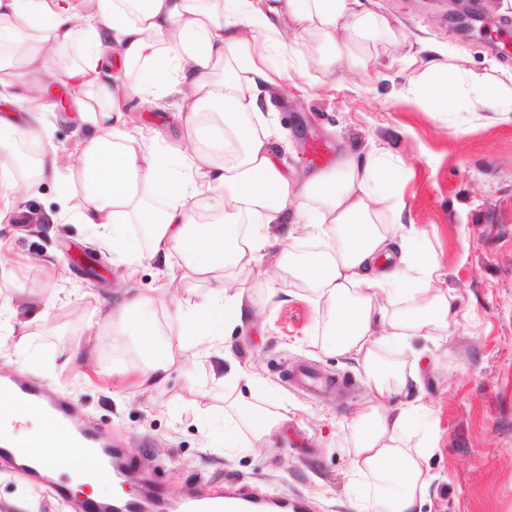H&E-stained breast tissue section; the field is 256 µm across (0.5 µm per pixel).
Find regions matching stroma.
Returning <instances> with one entry per match:
<instances>
[{"label": "stroma", "mask_w": 512, "mask_h": 512, "mask_svg": "<svg viewBox=\"0 0 512 512\" xmlns=\"http://www.w3.org/2000/svg\"><path fill=\"white\" fill-rule=\"evenodd\" d=\"M368 9L400 21L409 38L449 46L458 67L496 81L512 75V54L493 51L489 35L459 36L442 20L440 0H367ZM408 73L391 70L371 88L358 71L341 73L335 89L293 86L272 96L265 117L280 137L273 143L286 165L312 171L309 143L335 154L389 150L397 164L396 189L422 230L456 297L457 322L448 331L417 338L424 353L419 383L434 415L436 443L426 465L434 481L420 512H512V112H432L404 99ZM177 101H134L133 128L173 142L182 128ZM58 191L30 186L16 201L17 215L0 222V306L20 293L40 298L45 320L16 329L0 347V377L31 380L73 403L80 422L95 426L125 448L137 472L157 480L168 499L193 484L235 482L243 493L305 499L310 512H354L370 497L372 481L353 474L348 423L366 394L364 374L352 360L323 345L326 314L293 279L286 295L265 305L256 283L276 271L288 243V225L246 267L255 307L225 338V366L257 371L294 413L251 448L220 449V435L206 436L203 414L224 406L207 395L200 371L174 366L160 387H136L142 366L133 336L113 335L111 325L91 329L93 294L118 298L128 287L151 293L167 271L143 257L133 280L112 261L86 225L60 223ZM82 353L64 361L72 347ZM41 348L35 365L26 353ZM123 363L125 377L107 373ZM305 363L342 383L339 393L309 395L284 379L288 365ZM0 512H71L51 483L33 484L0 460Z\"/></svg>", "instance_id": "obj_1"}]
</instances>
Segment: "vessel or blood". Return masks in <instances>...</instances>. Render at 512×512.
<instances>
[{
  "instance_id": "vessel-or-blood-1",
  "label": "vessel or blood",
  "mask_w": 512,
  "mask_h": 512,
  "mask_svg": "<svg viewBox=\"0 0 512 512\" xmlns=\"http://www.w3.org/2000/svg\"><path fill=\"white\" fill-rule=\"evenodd\" d=\"M285 379L294 387L314 395L321 394L327 380L320 373L302 365L285 371ZM0 395L12 404L40 411L52 424L70 430V470L76 478L123 484L132 467L123 449L104 447L98 435L89 429L73 427L72 407L69 403L51 398L32 381L15 380L0 387ZM0 457L15 460L16 470L23 476L42 479L49 466L48 457L21 445L14 436L0 433ZM163 495L161 486L148 487L145 495L118 496L112 500L88 495L80 499L78 512H144L146 498ZM300 501L244 497L233 483H225L223 491L197 495L188 494L180 503V512H303Z\"/></svg>"
}]
</instances>
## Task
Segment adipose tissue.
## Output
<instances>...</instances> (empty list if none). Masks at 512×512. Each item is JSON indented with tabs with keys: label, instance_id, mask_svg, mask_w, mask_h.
<instances>
[{
	"label": "adipose tissue",
	"instance_id": "obj_1",
	"mask_svg": "<svg viewBox=\"0 0 512 512\" xmlns=\"http://www.w3.org/2000/svg\"><path fill=\"white\" fill-rule=\"evenodd\" d=\"M390 43L385 67L411 78L405 99L433 112H512V89L459 69L448 49L408 37L362 0H0V103L22 116L0 117V219L27 183H54L57 218L101 230L114 262L134 275L142 254L162 265L181 255L201 288L175 289L169 274L146 295L126 289L112 307H99L98 324L132 332L144 366L141 388L162 384L175 363L172 350L196 362L224 355V332L250 317L253 304L239 274L269 241L276 224H292L322 239L320 249H285L278 272L265 275L267 303L278 302L284 276L298 279L327 313L326 351L348 357L364 371L368 397L349 426L355 473L374 480L371 506L357 512H418L431 483L424 467L435 450L426 430L432 409L424 396L407 398L403 358L415 336L448 330L455 298L438 286L433 255L419 245L415 224L404 223V202L394 191L389 151L344 153L335 166L309 175L280 160L264 110L270 91L288 81L311 83L359 64L360 40ZM310 41L307 56L293 45ZM62 80L83 134L74 161L63 165L52 145L39 94L48 79ZM177 97L184 140L156 151L128 130L132 97ZM36 148V169L15 175L18 147ZM80 183V201L72 199ZM222 211L207 213L204 200ZM142 227L132 242L127 227ZM401 236L399 256L390 242ZM174 306L158 317L157 305ZM395 351L387 358L385 350ZM265 405L244 397L225 404L212 423L225 448H243L288 419L261 378L239 375ZM18 436L45 452L52 475L68 473L62 430L22 412Z\"/></svg>",
	"mask_w": 512,
	"mask_h": 512
}]
</instances>
